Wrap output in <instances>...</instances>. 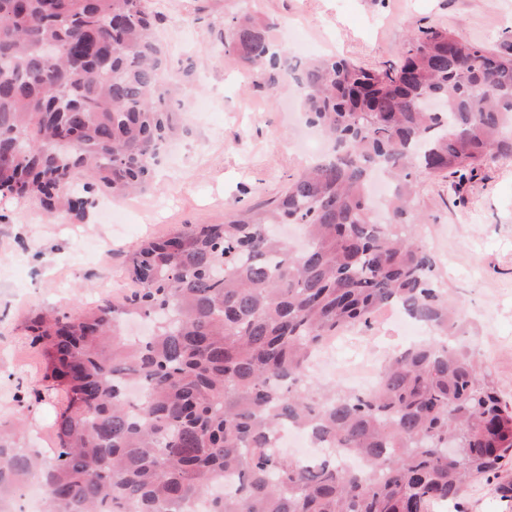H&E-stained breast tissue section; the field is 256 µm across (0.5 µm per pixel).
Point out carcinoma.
<instances>
[{
  "instance_id": "1",
  "label": "carcinoma",
  "mask_w": 512,
  "mask_h": 512,
  "mask_svg": "<svg viewBox=\"0 0 512 512\" xmlns=\"http://www.w3.org/2000/svg\"><path fill=\"white\" fill-rule=\"evenodd\" d=\"M145 2L0 0L1 200L84 222L97 194L150 185L194 64L173 71ZM274 27L238 13L224 51L261 76L298 71L330 153L271 209L136 246L123 301L29 320L46 372L15 399L56 409L52 451L1 428V496L35 478L45 512H192L200 499L208 512H461L464 484L512 451V408L459 339L466 321L416 236L414 206L421 175L459 187L512 160V46L429 27L384 68L334 55L292 64ZM374 172L394 184L382 222ZM281 224L300 225L308 246L278 237ZM393 306L430 335L391 353L372 388L309 371L326 338ZM131 379L145 391L135 406ZM290 423L364 467L272 452Z\"/></svg>"
}]
</instances>
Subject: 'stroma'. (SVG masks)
<instances>
[{"label":"stroma","instance_id":"obj_1","mask_svg":"<svg viewBox=\"0 0 512 512\" xmlns=\"http://www.w3.org/2000/svg\"><path fill=\"white\" fill-rule=\"evenodd\" d=\"M246 9L274 22L272 39L297 55H339L372 68L397 62L421 28H445L486 46L512 35V0H175L158 34L168 39L183 15H191V45L171 51L170 61L177 71L192 67L184 97L191 105L204 101L206 112L183 113L185 132L169 147L151 188L119 200L115 224L103 223L95 207L85 224L49 222L23 202L1 208L9 220L0 223V424L25 414L26 444L45 447L55 418L50 403L25 412L12 399L45 372L23 331L29 316L46 309L78 312L101 301L107 283L113 299H121L133 247L268 204L311 164L295 146L300 125L288 119L291 78L279 73L277 86L269 87L219 41L225 19ZM415 203L426 217L417 233L436 260L443 288L461 304L468 343L512 406V162L486 168L461 188L421 177ZM413 339L381 314L369 327L342 331L333 382L369 356ZM505 486L512 487V455L494 476L463 487V512H512V499L501 497Z\"/></svg>","mask_w":512,"mask_h":512}]
</instances>
